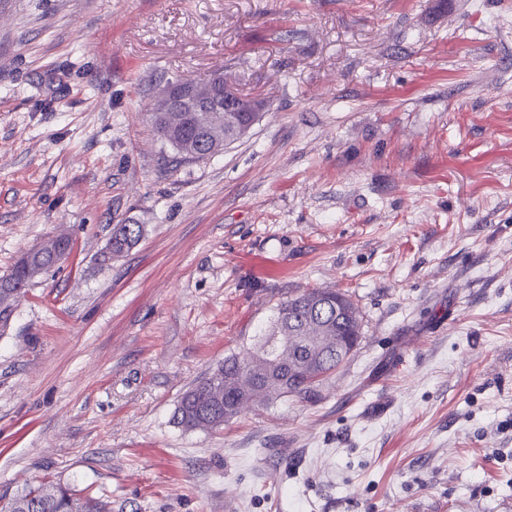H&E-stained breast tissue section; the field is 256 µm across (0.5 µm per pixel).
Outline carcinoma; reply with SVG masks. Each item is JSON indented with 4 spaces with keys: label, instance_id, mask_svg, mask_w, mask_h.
<instances>
[{
    "label": "carcinoma",
    "instance_id": "obj_1",
    "mask_svg": "<svg viewBox=\"0 0 512 512\" xmlns=\"http://www.w3.org/2000/svg\"><path fill=\"white\" fill-rule=\"evenodd\" d=\"M178 138H195L197 114L174 112ZM140 224L112 228L109 253L119 256L138 244ZM34 274L25 266L12 267L0 285L29 286ZM358 309L346 294L313 289L281 302L272 332L263 344L241 356L224 359L209 376L186 390L178 401L175 420L187 430L217 428L258 399L286 396L306 400L321 378L335 371L354 351L360 338ZM12 512H112L110 503L79 495L61 484L48 497L35 488L8 503Z\"/></svg>",
    "mask_w": 512,
    "mask_h": 512
}]
</instances>
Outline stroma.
Masks as SVG:
<instances>
[{
    "mask_svg": "<svg viewBox=\"0 0 512 512\" xmlns=\"http://www.w3.org/2000/svg\"><path fill=\"white\" fill-rule=\"evenodd\" d=\"M217 71L270 110L182 158L157 91ZM60 231L0 315V503L512 506V0H0V277ZM314 288L361 315L314 395L179 426ZM143 235V227L139 224H117L112 228L109 242V253L120 256L138 244ZM49 485H45L42 490L45 495L50 496L42 497L39 492L42 485H39L12 499L6 505L12 511L3 512H112L110 503L101 497L79 495L69 487L57 483L53 493V487Z\"/></svg>",
    "mask_w": 512,
    "mask_h": 512,
    "instance_id": "35a3bbf8",
    "label": "stroma"
}]
</instances>
